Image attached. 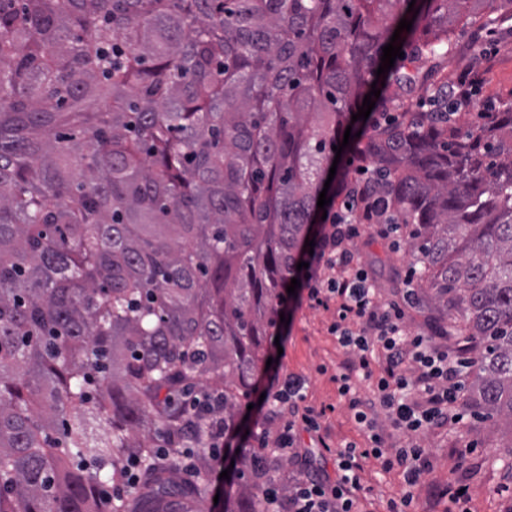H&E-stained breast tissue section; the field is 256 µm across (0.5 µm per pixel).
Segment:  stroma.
Segmentation results:
<instances>
[{
    "mask_svg": "<svg viewBox=\"0 0 512 512\" xmlns=\"http://www.w3.org/2000/svg\"><path fill=\"white\" fill-rule=\"evenodd\" d=\"M485 20L457 33V49L449 59L447 72L456 74L475 63L486 67L485 80L474 92L471 111L462 113L459 124L469 127L477 112L498 99L512 96V21L493 22L495 34L487 36ZM362 262L372 271L379 301L393 299L410 268L409 242L392 250L387 241L365 238L357 244ZM332 312L302 305L293 313L285 349L279 358L281 370L302 376L307 403L330 406L323 435L331 447L352 441L363 443L364 436L341 404L331 375L345 358L344 350L329 334ZM476 442L477 448L464 452L463 445ZM428 450L429 467L416 494L422 512H448V502L435 498L434 489L462 482L468 485L471 512H505L508 501L499 489L512 482V428L475 418L455 433L435 430L421 440Z\"/></svg>",
    "mask_w": 512,
    "mask_h": 512,
    "instance_id": "35a3bbf8",
    "label": "stroma"
}]
</instances>
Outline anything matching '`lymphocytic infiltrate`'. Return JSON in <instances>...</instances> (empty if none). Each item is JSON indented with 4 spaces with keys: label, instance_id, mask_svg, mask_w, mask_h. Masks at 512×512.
<instances>
[{
    "label": "lymphocytic infiltrate",
    "instance_id": "obj_1",
    "mask_svg": "<svg viewBox=\"0 0 512 512\" xmlns=\"http://www.w3.org/2000/svg\"><path fill=\"white\" fill-rule=\"evenodd\" d=\"M388 212L368 165L358 160L353 176L344 180L339 208L323 221L314 251L303 254L306 266L297 274L307 291L303 298L336 309L329 332L348 357L335 381L365 444L349 442L328 453L301 447L302 433L322 430L326 411L307 404L303 378L276 366L266 369L258 383L265 395L261 408L277 427L261 430L258 444L287 460L288 486L264 485L265 512H369L363 461L370 457L382 470L403 477L405 489L387 501L386 512H412L428 457L418 436L459 425L468 416L465 389L472 362L466 352L439 347L437 328L407 326L408 311L418 301L413 275L404 277L399 299L379 302L375 279L355 249L370 231L384 240L398 235L400 227L389 223ZM303 298L287 294L283 304L291 308ZM374 355L381 357L382 371L372 392L363 394L352 379L368 372Z\"/></svg>",
    "mask_w": 512,
    "mask_h": 512
}]
</instances>
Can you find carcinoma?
<instances>
[{
  "label": "carcinoma",
  "mask_w": 512,
  "mask_h": 512,
  "mask_svg": "<svg viewBox=\"0 0 512 512\" xmlns=\"http://www.w3.org/2000/svg\"><path fill=\"white\" fill-rule=\"evenodd\" d=\"M409 3L0 0V512H105L130 456L112 512L202 509L183 449L220 413L238 433L349 125L425 309L475 340L467 404L512 426V104L464 131L433 97L456 28L512 0ZM376 80L399 113L368 132ZM187 388L214 407L176 409ZM269 473L238 458L224 512H263ZM123 471V484L112 485V487H110L111 491H104V497L102 500L106 504H110L112 502V498L116 495H122L124 492H130L138 486L141 474L138 458L132 457L127 459L123 464Z\"/></svg>",
  "instance_id": "cac0c4a2"
}]
</instances>
